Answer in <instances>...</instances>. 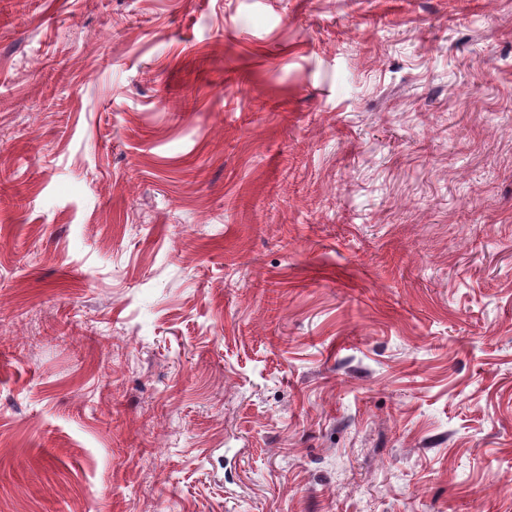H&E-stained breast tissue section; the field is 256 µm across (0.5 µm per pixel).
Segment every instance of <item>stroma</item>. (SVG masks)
Here are the masks:
<instances>
[{"label": "stroma", "instance_id": "1", "mask_svg": "<svg viewBox=\"0 0 512 512\" xmlns=\"http://www.w3.org/2000/svg\"><path fill=\"white\" fill-rule=\"evenodd\" d=\"M0 512H512V0H0Z\"/></svg>", "mask_w": 512, "mask_h": 512}]
</instances>
